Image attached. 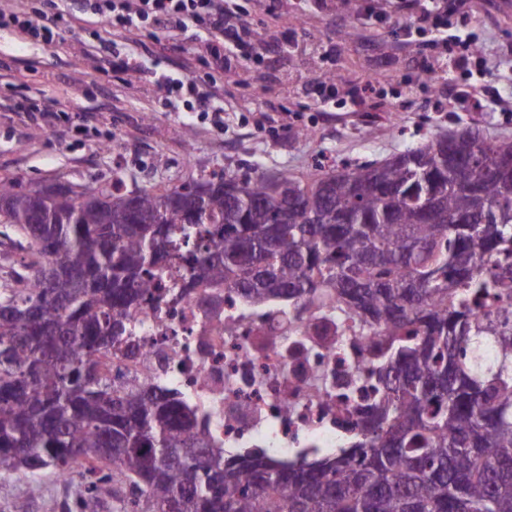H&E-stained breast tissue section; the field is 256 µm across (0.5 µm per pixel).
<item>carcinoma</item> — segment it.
Listing matches in <instances>:
<instances>
[{
	"label": "carcinoma",
	"mask_w": 512,
	"mask_h": 512,
	"mask_svg": "<svg viewBox=\"0 0 512 512\" xmlns=\"http://www.w3.org/2000/svg\"><path fill=\"white\" fill-rule=\"evenodd\" d=\"M22 270L0 282V475L81 468L119 512H512V141L472 129L383 162L213 172L164 190L0 181ZM224 286L294 320L336 302L390 342L384 398L350 445L285 461L210 447L184 396L112 382L131 307Z\"/></svg>",
	"instance_id": "cac0c4a2"
}]
</instances>
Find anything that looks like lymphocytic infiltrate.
Masks as SVG:
<instances>
[{
  "label": "lymphocytic infiltrate",
  "mask_w": 512,
  "mask_h": 512,
  "mask_svg": "<svg viewBox=\"0 0 512 512\" xmlns=\"http://www.w3.org/2000/svg\"><path fill=\"white\" fill-rule=\"evenodd\" d=\"M63 2L38 0L37 5L28 11L1 8L0 26L14 28L31 39L49 45L55 41L57 30L66 19L77 21L88 16L105 18L119 35L118 41L108 42L105 46V61L114 72L140 71L137 57L128 52L126 46L139 43L145 34L152 35L161 30L183 32L192 26L204 27L208 40L199 61L217 71L224 68L225 44L245 46L249 35L248 25L241 21L230 0H73L72 10L68 13L62 9ZM468 11L469 0H435L427 12L410 16L408 24L416 29L429 24L445 30L444 46L468 53L472 50L471 36L453 27L454 21L467 17ZM151 79L162 91L165 105L175 106L181 98H189L193 109L210 119L213 126L223 127L224 117L220 107L215 105L212 93L190 72H183L178 78L156 72ZM13 111L24 121L51 128L72 118L76 119L81 129L96 121L94 113L84 111L73 117L65 110L29 98L15 101Z\"/></svg>",
  "instance_id": "1"
}]
</instances>
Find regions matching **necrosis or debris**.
I'll return each instance as SVG.
<instances>
[{
  "label": "necrosis or debris",
  "mask_w": 512,
  "mask_h": 512,
  "mask_svg": "<svg viewBox=\"0 0 512 512\" xmlns=\"http://www.w3.org/2000/svg\"><path fill=\"white\" fill-rule=\"evenodd\" d=\"M129 318L133 351L113 353L108 368L146 389L182 392L229 452L288 459L344 447L348 428L384 395L372 369L385 339L355 316L315 312L292 330L287 309L197 288L164 294Z\"/></svg>",
  "instance_id": "1"
}]
</instances>
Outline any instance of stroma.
<instances>
[{
	"label": "stroma",
	"mask_w": 512,
	"mask_h": 512,
	"mask_svg": "<svg viewBox=\"0 0 512 512\" xmlns=\"http://www.w3.org/2000/svg\"><path fill=\"white\" fill-rule=\"evenodd\" d=\"M235 3L253 37L269 47L248 59L225 49L213 88L224 107L220 129L185 106L166 108L142 75H104L99 59L82 57V47L111 40L104 20L63 27L51 45L0 29V81L11 83L9 98L50 99L68 113L85 109L97 116L89 132L71 124L45 130L1 107L0 179L81 188L119 176L132 190L172 188L215 170L241 176L285 170L301 177L391 157L421 137L453 130L459 120L477 125L485 137L512 140V112L499 111L485 96L472 106L474 78L464 69H446L439 30L404 34V21L424 11L426 0ZM478 3L467 29L489 83L512 101V0ZM207 38L201 27L190 37L158 33L139 49V61L177 70L185 50ZM330 75L342 105L327 111L312 86ZM361 88L367 91L363 104H351V90ZM188 152L190 166L181 162ZM83 495L79 480L60 482L49 469L0 477V512L19 504L27 512H84Z\"/></svg>",
	"instance_id": "obj_1"
}]
</instances>
